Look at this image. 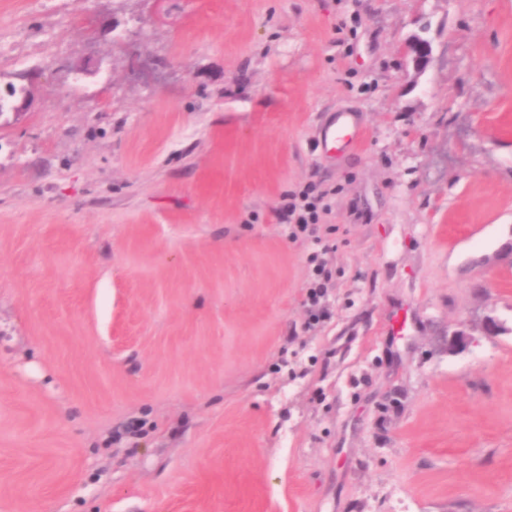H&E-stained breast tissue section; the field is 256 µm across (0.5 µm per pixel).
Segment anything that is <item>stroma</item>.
I'll return each mask as SVG.
<instances>
[{
	"label": "stroma",
	"instance_id": "35a3bbf8",
	"mask_svg": "<svg viewBox=\"0 0 512 512\" xmlns=\"http://www.w3.org/2000/svg\"><path fill=\"white\" fill-rule=\"evenodd\" d=\"M12 85L0 512H512V0H0ZM29 95L28 89L24 87L17 89L10 86L4 96L0 94V117L5 113L21 111L27 105ZM356 124L350 112H337L320 130L322 142L329 150L347 148L356 142ZM327 196L328 192L319 190L315 183H308L300 191L288 194L279 213L283 224H293L289 225L292 238L307 231L314 232L310 229L311 224H319L322 214L330 210L325 202ZM324 253L313 252L308 261L311 266V292L310 299L313 306H317L319 299L323 294V288H327L328 282L331 280V270L328 267V261L323 257Z\"/></svg>",
	"mask_w": 512,
	"mask_h": 512
}]
</instances>
